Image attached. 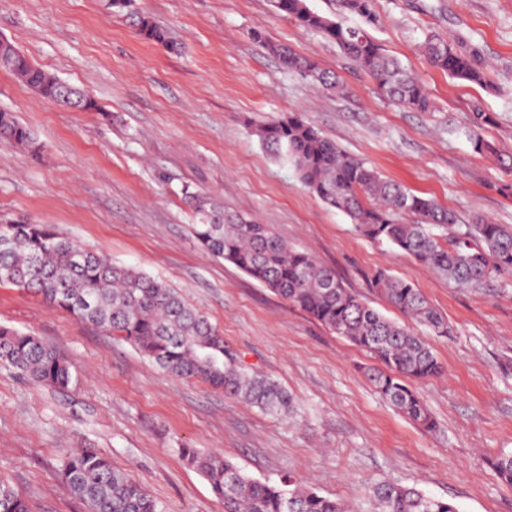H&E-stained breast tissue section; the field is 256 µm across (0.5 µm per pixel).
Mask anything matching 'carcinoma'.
<instances>
[{"label":"carcinoma","instance_id":"carcinoma-1","mask_svg":"<svg viewBox=\"0 0 512 512\" xmlns=\"http://www.w3.org/2000/svg\"><path fill=\"white\" fill-rule=\"evenodd\" d=\"M337 2L339 12L334 16L312 11L306 0H274V6L300 27L334 42L384 97L413 111H433L420 80L385 54L364 28L348 24L350 16L374 23L375 0ZM135 18L137 32L145 40L177 48L173 35L152 17L138 12ZM254 38L284 68L338 95L345 93L344 84L315 61L266 41L259 30ZM424 49L430 62L448 76L489 84L487 73L475 66V50L440 36L427 39ZM0 53L11 57L10 72L21 83L44 98L61 101L64 87L56 75L33 64L11 43L0 47ZM70 104L82 112L99 111L96 101L76 87ZM492 121L480 105L472 106L466 134L475 152H493L482 135ZM256 135L276 159L291 165L323 203L346 213L359 234L392 244L460 286L512 276V228L481 219L463 234L448 236V225L455 223L451 212L342 151L298 114L263 125ZM0 139L32 155L41 150L33 132L5 110H0ZM185 200L196 218L189 225L190 233L204 252L233 264L289 306L368 352L378 362L367 371L377 392L423 429L435 430L428 407L410 385L441 374L435 354L422 337L350 293L332 269L290 248L269 226L224 210L207 194L187 189ZM372 283L388 303L431 335H451L448 321L412 283L384 270L374 274ZM5 284L34 291L52 307L131 343L172 375L205 383L272 415L286 416L292 410L288 392L269 377L242 368L224 346V337L177 289L86 249L49 224L0 218V285ZM0 366L57 390L73 384L71 367L57 351L33 334L1 325ZM180 453L207 480L214 496L224 503V512H346L339 500L293 477L260 481L221 455L204 456L194 448H182ZM488 464L512 488V456L500 455ZM60 476L88 512H164L161 503L131 475L113 467L94 448L70 451ZM370 493L376 512H459L451 501L387 481L376 482ZM0 512H32V508L21 493L0 480Z\"/></svg>","mask_w":512,"mask_h":512}]
</instances>
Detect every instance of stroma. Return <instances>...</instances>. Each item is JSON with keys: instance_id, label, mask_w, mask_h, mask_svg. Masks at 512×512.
<instances>
[{"instance_id": "35a3bbf8", "label": "stroma", "mask_w": 512, "mask_h": 512, "mask_svg": "<svg viewBox=\"0 0 512 512\" xmlns=\"http://www.w3.org/2000/svg\"><path fill=\"white\" fill-rule=\"evenodd\" d=\"M169 29L173 53L143 40L106 0H0V38L96 99L78 112L0 69V109L40 140L32 158L0 139V215L52 224L81 245L168 281L202 310L246 370L276 380L294 410L272 416L160 369L134 346L0 286V325L35 336L71 363L64 391L0 368V479L33 512H84L58 476L73 448H95L131 474L165 512H224L180 448L219 453L259 480L293 476L373 512L379 480L416 486L461 512H512V489L487 458L512 455V277L463 288L387 242L357 234L293 168L262 147L257 127L300 113L349 154L434 199L464 231L486 217L512 226V172L473 151L471 105L494 118L484 138L512 154V0H376L369 28L421 79L436 109L382 98L333 42L277 13L273 0H135ZM262 31L335 72L339 96L283 69L253 38ZM438 34L477 51L494 84L449 78L419 45ZM272 227L332 268L343 286L392 319L372 288L384 269L414 283L447 318L429 337L440 376L416 383L438 423L427 432L382 399L364 375L370 355L289 307L192 239L186 190Z\"/></svg>"}]
</instances>
